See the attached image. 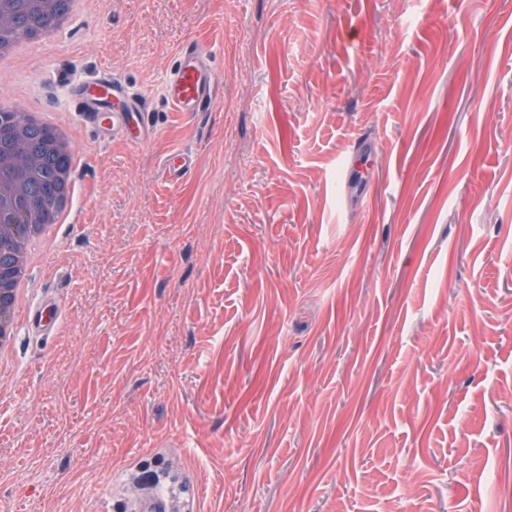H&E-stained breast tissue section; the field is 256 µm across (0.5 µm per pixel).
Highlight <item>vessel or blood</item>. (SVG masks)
<instances>
[{"label":"vessel or blood","mask_w":512,"mask_h":512,"mask_svg":"<svg viewBox=\"0 0 512 512\" xmlns=\"http://www.w3.org/2000/svg\"><path fill=\"white\" fill-rule=\"evenodd\" d=\"M217 77L208 52L197 42L185 43L177 62L164 85V98L172 110L196 113L207 111L215 98ZM80 110L86 121L97 127L100 137L127 128L130 114H139L138 139L147 142L155 138L157 130L143 120L145 110L141 99L133 97L127 88L115 81L107 70H99L90 82L76 90ZM191 156L173 152L165 157V170L171 181H179L192 168Z\"/></svg>","instance_id":"1"}]
</instances>
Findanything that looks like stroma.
Masks as SVG:
<instances>
[{"label":"stroma","instance_id":"35a3bbf8","mask_svg":"<svg viewBox=\"0 0 512 512\" xmlns=\"http://www.w3.org/2000/svg\"><path fill=\"white\" fill-rule=\"evenodd\" d=\"M101 68L153 142L75 115ZM6 79L85 162L27 298L60 320L0 369V512L157 467L197 512H512V0H87ZM217 77L208 52L197 42L185 43L164 85V98L175 112H205L213 104ZM176 160L178 161L176 163ZM193 157L179 151L166 155L165 170L171 181L177 182L183 178L191 169Z\"/></svg>","mask_w":512,"mask_h":512}]
</instances>
